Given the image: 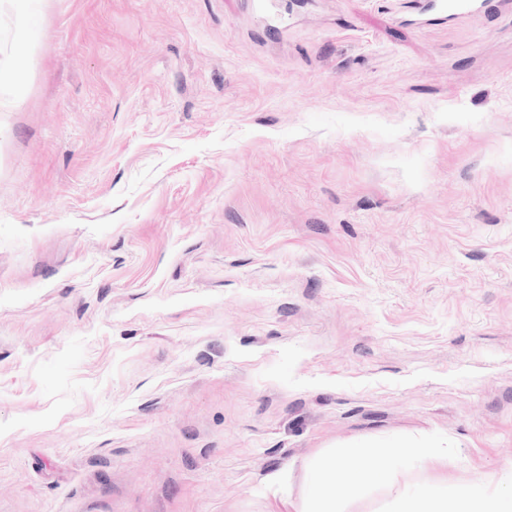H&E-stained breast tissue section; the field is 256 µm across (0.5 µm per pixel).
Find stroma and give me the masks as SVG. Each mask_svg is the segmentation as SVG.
I'll list each match as a JSON object with an SVG mask.
<instances>
[{"label":"stroma","mask_w":512,"mask_h":512,"mask_svg":"<svg viewBox=\"0 0 512 512\" xmlns=\"http://www.w3.org/2000/svg\"><path fill=\"white\" fill-rule=\"evenodd\" d=\"M402 2L44 0L0 106V512H297L361 436L456 443L410 485L512 468V0ZM438 3L431 6H421L419 0L413 1L411 8L427 12L430 9H435L438 15L436 20L447 21L461 19L468 16L476 7V0H438ZM426 7V8H425Z\"/></svg>","instance_id":"stroma-1"}]
</instances>
